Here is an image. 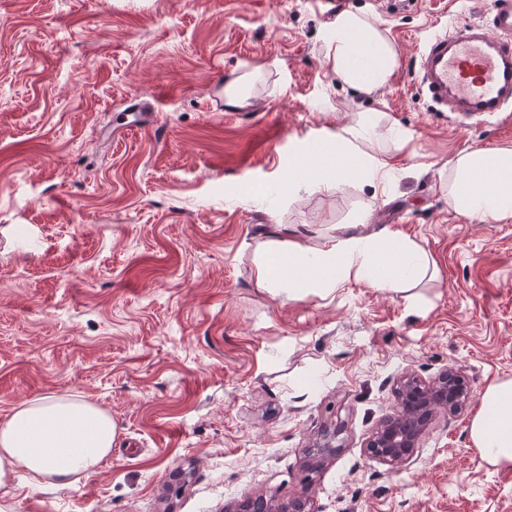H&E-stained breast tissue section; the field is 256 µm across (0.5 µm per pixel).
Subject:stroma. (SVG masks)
Wrapping results in <instances>:
<instances>
[{"instance_id": "35a3bbf8", "label": "stroma", "mask_w": 512, "mask_h": 512, "mask_svg": "<svg viewBox=\"0 0 512 512\" xmlns=\"http://www.w3.org/2000/svg\"><path fill=\"white\" fill-rule=\"evenodd\" d=\"M398 49L371 97L325 64L314 0H0V420L77 394L116 424L112 455L69 487L17 470L7 512H230L263 493L311 512H512V465L474 448L484 390L512 378V223L448 205L463 150L512 148V111L450 120L417 77L436 27L493 0H342ZM256 75L248 105L226 85ZM379 110L404 150L387 192L323 190L307 154ZM287 226L408 238L439 273L411 298L352 283L280 303L253 248ZM465 371L464 413L413 458L369 456L397 379ZM336 448L311 484L306 463Z\"/></svg>"}]
</instances>
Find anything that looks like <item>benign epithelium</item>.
Instances as JSON below:
<instances>
[{
	"label": "benign epithelium",
	"mask_w": 512,
	"mask_h": 512,
	"mask_svg": "<svg viewBox=\"0 0 512 512\" xmlns=\"http://www.w3.org/2000/svg\"><path fill=\"white\" fill-rule=\"evenodd\" d=\"M397 396V412L380 422L367 444L372 456L393 465L402 464L412 456L437 411L464 409L470 399V390L462 370L450 367L429 382L413 375L402 377L397 384ZM236 510L310 512L307 501L302 498L283 504L261 494L236 506Z\"/></svg>",
	"instance_id": "1"
}]
</instances>
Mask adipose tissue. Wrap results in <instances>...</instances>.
<instances>
[{"label":"adipose tissue","mask_w":512,"mask_h":512,"mask_svg":"<svg viewBox=\"0 0 512 512\" xmlns=\"http://www.w3.org/2000/svg\"><path fill=\"white\" fill-rule=\"evenodd\" d=\"M327 67L347 86L368 96L386 84L397 64L387 32L366 14L341 15L327 34ZM364 123L356 121L336 136V146L315 153L312 166L330 189L368 173L385 177L392 145L376 142L365 151ZM448 204L458 214L491 224L512 222V149L474 148L461 152L448 170ZM431 256L407 238L340 233L315 243L274 236L258 243L253 277L257 288L280 301L301 294L327 296L358 283L404 293L435 273ZM116 432L111 414L72 394L36 398L16 406L0 420V497L11 492L17 468L33 486L71 485L97 472L112 454ZM469 434L492 464L512 462V379L489 386Z\"/></svg>","instance_id":"adipose-tissue-1"}]
</instances>
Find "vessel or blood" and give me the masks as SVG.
Returning <instances> with one entry per match:
<instances>
[{"mask_svg": "<svg viewBox=\"0 0 512 512\" xmlns=\"http://www.w3.org/2000/svg\"><path fill=\"white\" fill-rule=\"evenodd\" d=\"M421 82L437 111L485 121L512 102V0H493L488 27L462 24L431 33Z\"/></svg>", "mask_w": 512, "mask_h": 512, "instance_id": "b4317fda", "label": "vessel or blood"}]
</instances>
